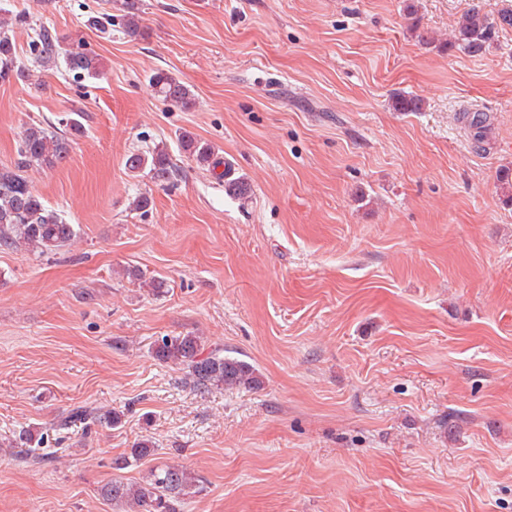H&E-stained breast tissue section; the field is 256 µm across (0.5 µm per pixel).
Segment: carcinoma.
I'll return each mask as SVG.
<instances>
[{
	"label": "carcinoma",
	"instance_id": "carcinoma-1",
	"mask_svg": "<svg viewBox=\"0 0 512 512\" xmlns=\"http://www.w3.org/2000/svg\"><path fill=\"white\" fill-rule=\"evenodd\" d=\"M127 14L120 20L123 32L128 37L142 35L141 17L135 3H126ZM512 27V9H502L491 19L480 10L472 8L457 20L450 39L438 43L444 50L457 49L475 56L486 51L498 31ZM30 49L36 59L49 62L64 55L69 73L75 78H95L102 73L101 60L97 54L86 49L82 42L64 48L59 37L43 27L31 40ZM27 78L26 71L16 65L15 45L6 31L0 30V78ZM152 89L163 102L182 109L194 104L191 89L169 73L158 71L150 78ZM397 112H418L422 109L420 99L397 95L393 98ZM82 113L73 112L66 119L67 131L60 133L52 126L30 124L17 149V159L12 168L0 169V248L13 249L21 246L41 255L52 254L66 246L77 234V228L69 224L55 209L46 205L43 197L28 183L25 172L32 167L53 169L67 161L76 137L84 133L80 121ZM182 148L198 161L209 162L214 148L197 140L191 133L179 135ZM125 168L133 177L148 176L159 185H169L179 176V169L168 153L157 150L150 154L132 153L125 159ZM224 193L234 199L245 200L251 187L243 176L235 175L231 165L224 164ZM153 357L163 363L181 366L194 389L208 391L212 388H258L261 385L255 368L237 357L224 354L220 347L205 348L203 338L195 335L164 336L153 349ZM86 421L93 425L115 427L121 424V415L112 409L77 406L70 410L58 424L65 429L71 424ZM43 434L27 429L18 437L20 447L27 449L26 458L42 461L40 447ZM152 442L143 439L130 451V458L115 462L122 469L129 459H140L149 455ZM196 479L182 465H164L151 470L145 480L129 484L120 479L112 480L102 490V497L112 503L116 512H181V504L195 493Z\"/></svg>",
	"mask_w": 512,
	"mask_h": 512
}]
</instances>
